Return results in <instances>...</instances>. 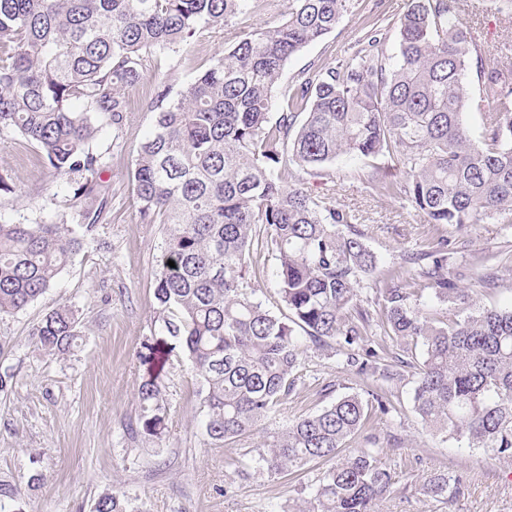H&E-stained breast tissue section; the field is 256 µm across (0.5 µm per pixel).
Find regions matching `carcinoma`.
<instances>
[{
	"label": "carcinoma",
	"mask_w": 512,
	"mask_h": 512,
	"mask_svg": "<svg viewBox=\"0 0 512 512\" xmlns=\"http://www.w3.org/2000/svg\"><path fill=\"white\" fill-rule=\"evenodd\" d=\"M258 0H0V127L34 145L74 190L90 232L105 193L89 141L122 127L126 89L158 51L177 53L204 32L228 34L224 56L179 94L157 87L155 122L132 173L141 221L164 230L155 298L163 327L181 341L202 386L205 432L220 443L263 430V451L237 462L271 475L322 464L298 512H378L396 484L380 463L394 445L377 435L347 449L372 414L397 411L413 379L412 408L444 440L512 458V307H480L449 271L448 228L512 223V70L490 67L459 0H409L375 18L348 56L283 88L288 62L331 33L352 0H282L281 20L241 31ZM395 31L389 51L387 35ZM482 114L473 143L466 114ZM366 160L357 178L406 201L428 229L397 267L379 269L358 211L308 187L335 182L336 157ZM76 228V229H78ZM66 224H0V317L54 285L85 239ZM275 260L278 312L253 282ZM495 254L472 257L470 275L501 288ZM174 262L170 267L168 262ZM70 305L32 329L48 354L78 336ZM383 340H373L375 335ZM337 345L366 382L321 410L272 424L301 379L308 348ZM160 374L139 388L142 432L158 438L166 407ZM459 475L423 483L450 501ZM94 512H143L105 494Z\"/></svg>",
	"instance_id": "cac0c4a2"
}]
</instances>
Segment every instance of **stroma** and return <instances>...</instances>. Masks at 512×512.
Returning <instances> with one entry per match:
<instances>
[{"label":"stroma","mask_w":512,"mask_h":512,"mask_svg":"<svg viewBox=\"0 0 512 512\" xmlns=\"http://www.w3.org/2000/svg\"><path fill=\"white\" fill-rule=\"evenodd\" d=\"M408 0H356L330 34L293 57L284 83L312 66L334 61L379 14L398 15ZM460 17L482 43L487 64L512 68V13L492 0H460ZM224 31L209 30L190 48L161 52L146 61L143 81L129 89L131 118L122 128L102 130L89 143L99 156L98 177L109 193L92 242L75 255L54 286L18 313L0 318V484L7 487L6 512H93L104 494L136 498L144 512H297L302 490L317 473L307 464L280 475L258 471L236 480L232 464L257 456L261 437L216 443L203 429L200 383L181 351L163 370L166 406L161 438L129 431L141 416L138 391L145 380L147 345L167 342L155 298L161 255V225L139 220L132 171L137 149L152 129L146 108L155 84L167 80L182 90L204 65L224 54ZM361 159H336L337 203L361 210L367 246L383 265L400 262L424 236L423 218L399 200L365 191L354 174ZM0 175L14 193L0 197V223L71 222L72 196L81 175L57 177L38 160L36 149L16 130H0ZM455 264L471 254H492L512 240V224L493 221L449 230ZM65 303L78 311L79 334L69 351L45 354L31 340L43 315ZM363 381L332 349H308L303 380L280 407L294 419L327 406L336 396L362 391ZM400 416L373 415L370 432L401 439V466L393 492L379 512H512V459H500L455 441H442L418 423L411 388L400 390ZM462 475L460 497L426 499L425 477L435 472Z\"/></svg>","instance_id":"obj_1"}]
</instances>
